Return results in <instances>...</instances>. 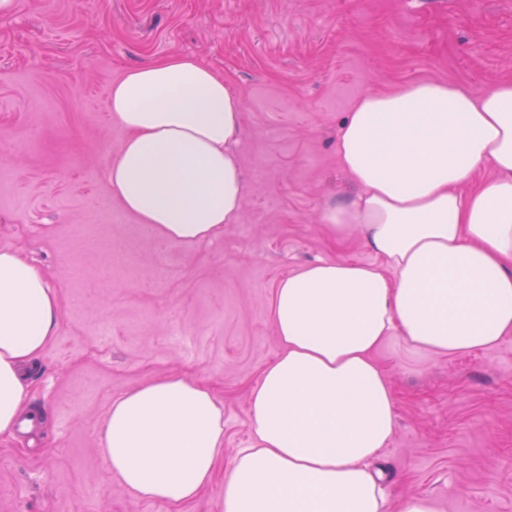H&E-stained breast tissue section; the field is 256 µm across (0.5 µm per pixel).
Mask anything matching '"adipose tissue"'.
<instances>
[{
  "label": "adipose tissue",
  "instance_id": "obj_1",
  "mask_svg": "<svg viewBox=\"0 0 512 512\" xmlns=\"http://www.w3.org/2000/svg\"><path fill=\"white\" fill-rule=\"evenodd\" d=\"M109 107L124 133L106 170L119 205L166 240L221 237L246 193L233 152L240 96L173 55L126 71ZM337 158L361 192L328 207L326 227L359 234L377 263L318 261L278 283L283 351L249 394L251 444L226 469L224 407L205 386L169 374L113 400L101 448L139 498L178 510L220 475L218 512H382L383 474L370 465L396 414L376 349L396 333L454 356L512 334V82L480 95L445 81L364 95ZM482 168L495 177L475 183ZM58 326L45 273L0 249V437L48 427L28 398Z\"/></svg>",
  "mask_w": 512,
  "mask_h": 512
}]
</instances>
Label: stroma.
Returning <instances> with one entry per match:
<instances>
[{
    "label": "stroma",
    "instance_id": "1",
    "mask_svg": "<svg viewBox=\"0 0 512 512\" xmlns=\"http://www.w3.org/2000/svg\"><path fill=\"white\" fill-rule=\"evenodd\" d=\"M190 56L244 107L247 191L223 237L161 239L125 212L105 167L127 69ZM421 80L482 94L512 81V0H12L0 12V248L46 274L59 328L31 388L49 427L0 441V512H173L111 475L112 401L171 372L224 406V456L248 447V396L281 351L283 277L320 259L375 262L320 214L359 189L336 143L352 104ZM396 427L378 465L385 512L407 495L441 512H512V334L453 357L399 337L375 353Z\"/></svg>",
    "mask_w": 512,
    "mask_h": 512
}]
</instances>
